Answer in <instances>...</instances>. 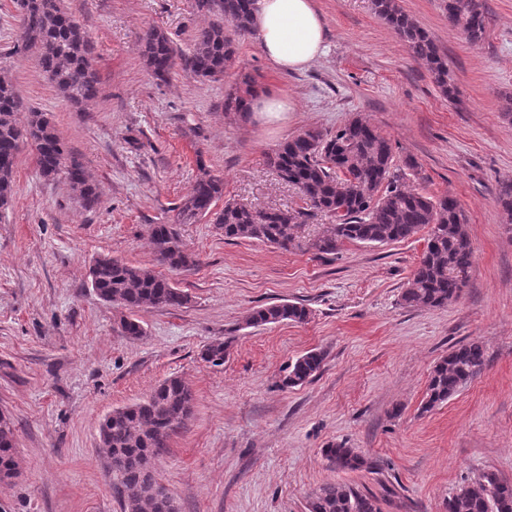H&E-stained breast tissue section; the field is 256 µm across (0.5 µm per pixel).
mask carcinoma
Returning a JSON list of instances; mask_svg holds the SVG:
<instances>
[{"mask_svg": "<svg viewBox=\"0 0 512 512\" xmlns=\"http://www.w3.org/2000/svg\"><path fill=\"white\" fill-rule=\"evenodd\" d=\"M21 49L33 52L45 77L68 101L82 105L98 96L100 77L93 65V44L84 27L62 6L61 0H17ZM256 0H195L197 11L212 16L194 35L189 53L177 50L167 34L149 28L141 38V56L148 72L165 81L181 66L200 80H215L234 64L235 41L252 33ZM374 13L406 43L412 57L421 61L440 91L451 97L448 59L440 54L430 34L403 11L398 0H372ZM448 25L465 39L484 41L488 26L485 0H443ZM255 80L237 75L224 99V109L241 116ZM17 90L0 74V209L15 193L14 166L21 148L34 146L40 174L46 179L64 177L88 211L99 202V185L81 156L61 139L48 114L32 110L20 123ZM279 178L296 188L304 206L263 209L224 199V177L201 169L192 192L177 206L182 224L207 219L224 231L228 240H246L288 250L301 225L321 215L329 220L325 232L312 243L320 256L334 255L339 245L354 242L369 246L403 241L430 228L426 249L400 303L406 308L441 309L456 301L466 286V274L475 254L465 215L452 197L432 198L406 185L412 161L406 168L394 163L393 147L370 119L354 115L334 132L304 130L269 156ZM224 205L217 206L219 201ZM494 200L512 224V177L498 181ZM150 238L158 265L189 270L198 264L174 224H153ZM91 288L104 302L127 311L120 317L122 335L145 336L133 313L143 307H181L188 294L168 278L148 268L110 256H99L89 266ZM310 310L301 303L279 302L254 309L248 327L281 322L304 323ZM230 341L206 346L201 358L215 366L224 361ZM324 356L311 351L287 367L284 383L299 386L321 369ZM486 352L478 340L453 345L434 366L420 412L429 413L448 402L484 368ZM195 406V394L178 376L164 379L150 394L131 405L112 410L99 430L107 448L112 473L123 498L124 512H157L153 498L143 490L144 468L154 466L170 448L174 434L185 428ZM327 460L342 471L370 468L356 448L342 444L324 449ZM18 468L15 429L0 415V469ZM307 512H381L379 498L343 483L326 484L309 497ZM447 512H512V482L494 471H482L471 483L448 497Z\"/></svg>", "mask_w": 512, "mask_h": 512, "instance_id": "obj_1", "label": "carcinoma"}]
</instances>
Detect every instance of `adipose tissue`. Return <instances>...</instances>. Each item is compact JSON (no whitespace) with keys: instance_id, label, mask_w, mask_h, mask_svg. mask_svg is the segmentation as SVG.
<instances>
[{"instance_id":"ef3b65f1","label":"adipose tissue","mask_w":512,"mask_h":512,"mask_svg":"<svg viewBox=\"0 0 512 512\" xmlns=\"http://www.w3.org/2000/svg\"><path fill=\"white\" fill-rule=\"evenodd\" d=\"M254 26L263 55L279 71L306 70L326 51L315 0H257Z\"/></svg>"}]
</instances>
